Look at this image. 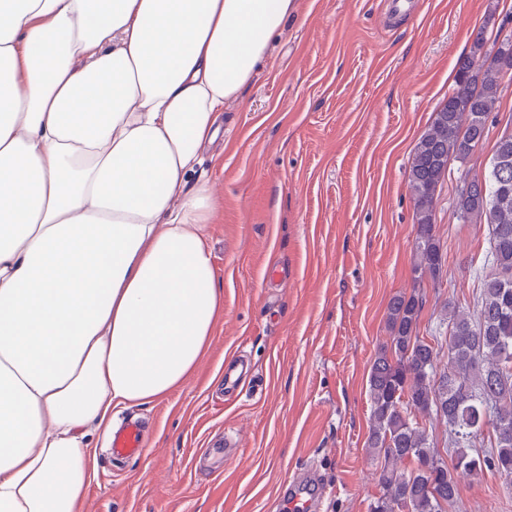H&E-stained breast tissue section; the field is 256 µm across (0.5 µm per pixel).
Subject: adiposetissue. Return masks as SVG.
Listing matches in <instances>:
<instances>
[{"mask_svg": "<svg viewBox=\"0 0 512 512\" xmlns=\"http://www.w3.org/2000/svg\"><path fill=\"white\" fill-rule=\"evenodd\" d=\"M296 0H0V512H79L92 432L224 312L193 181Z\"/></svg>", "mask_w": 512, "mask_h": 512, "instance_id": "adipose-tissue-1", "label": "adipose tissue"}]
</instances>
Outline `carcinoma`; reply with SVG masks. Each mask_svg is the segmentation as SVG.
<instances>
[{
    "mask_svg": "<svg viewBox=\"0 0 512 512\" xmlns=\"http://www.w3.org/2000/svg\"><path fill=\"white\" fill-rule=\"evenodd\" d=\"M512 66V34L476 37L458 62L455 86L415 145L408 187L416 212L413 272L422 282L440 279L443 255L435 235L434 199L451 177L450 162H467L488 135L504 73L479 63L493 53ZM453 207L464 223L489 230L490 272L481 276L477 316L445 313L448 361L441 348L419 336L423 301L395 294L387 304L390 336L368 377L372 426L368 448L383 458L382 494L370 512H443L460 496L462 474L492 472L512 486V130L501 134L482 177L459 178ZM443 421L453 467L429 442L418 417ZM490 430L494 440L477 449Z\"/></svg>",
    "mask_w": 512,
    "mask_h": 512,
    "instance_id": "carcinoma-1",
    "label": "carcinoma"
}]
</instances>
